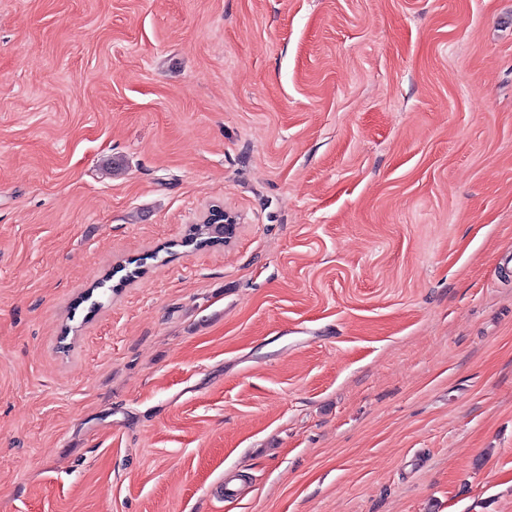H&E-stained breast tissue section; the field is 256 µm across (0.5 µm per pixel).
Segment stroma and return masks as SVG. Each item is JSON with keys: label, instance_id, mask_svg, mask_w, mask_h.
<instances>
[{"label": "stroma", "instance_id": "35a3bbf8", "mask_svg": "<svg viewBox=\"0 0 512 512\" xmlns=\"http://www.w3.org/2000/svg\"><path fill=\"white\" fill-rule=\"evenodd\" d=\"M0 512H512V0H0ZM215 221H219V224H224V240L214 239L211 225L215 223ZM205 222V224L195 225L197 227H195L191 236L184 240L183 246H193L195 248H200L225 240L228 242V240L231 239L236 232L237 224L235 223L234 218L225 212L216 211L210 214L209 218Z\"/></svg>", "mask_w": 512, "mask_h": 512}]
</instances>
